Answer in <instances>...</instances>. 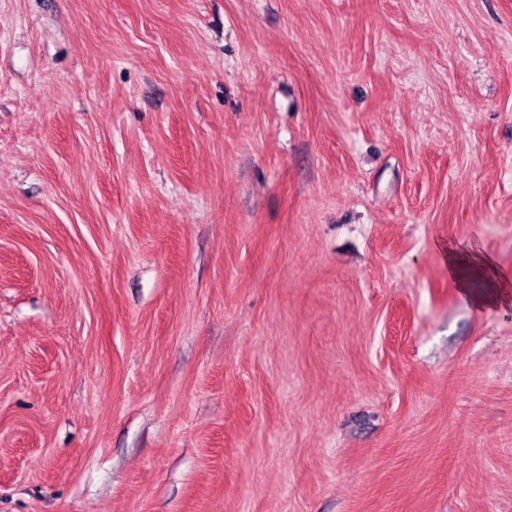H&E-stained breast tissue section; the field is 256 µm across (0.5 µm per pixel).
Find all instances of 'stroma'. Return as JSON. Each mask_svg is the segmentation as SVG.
<instances>
[{"mask_svg":"<svg viewBox=\"0 0 512 512\" xmlns=\"http://www.w3.org/2000/svg\"><path fill=\"white\" fill-rule=\"evenodd\" d=\"M512 0H0V512H512ZM448 276L455 279L462 297L477 309H510L512 279L492 258L474 246L447 249Z\"/></svg>","mask_w":512,"mask_h":512,"instance_id":"stroma-1","label":"stroma"}]
</instances>
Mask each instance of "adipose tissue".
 <instances>
[{"mask_svg":"<svg viewBox=\"0 0 512 512\" xmlns=\"http://www.w3.org/2000/svg\"><path fill=\"white\" fill-rule=\"evenodd\" d=\"M448 274L455 279L462 297L474 307H512V277L502 272L492 258L475 247L447 250Z\"/></svg>","mask_w":512,"mask_h":512,"instance_id":"obj_1","label":"adipose tissue"}]
</instances>
